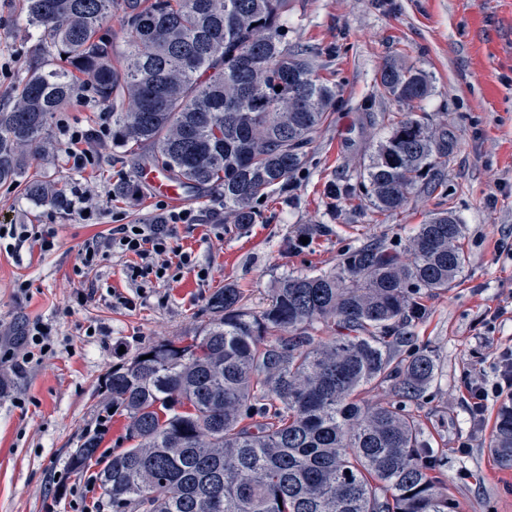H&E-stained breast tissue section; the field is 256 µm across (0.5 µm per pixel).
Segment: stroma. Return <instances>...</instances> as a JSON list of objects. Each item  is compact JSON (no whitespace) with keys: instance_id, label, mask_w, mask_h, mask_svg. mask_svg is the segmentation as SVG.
I'll return each mask as SVG.
<instances>
[{"instance_id":"obj_1","label":"stroma","mask_w":512,"mask_h":512,"mask_svg":"<svg viewBox=\"0 0 512 512\" xmlns=\"http://www.w3.org/2000/svg\"><path fill=\"white\" fill-rule=\"evenodd\" d=\"M288 40L310 47L319 74L335 83L328 120L289 187L259 202L257 223H225L212 193L187 191L183 207L203 221L180 225L178 243L192 263L168 278L139 286L127 276L133 256L107 245L113 214L129 224L152 222L158 198L141 178L149 146L126 151L100 135L105 113L90 89L54 114L50 135L59 140L63 121L95 133L96 164L71 170L60 149L51 165L33 169L65 192L90 191L102 211L99 223L0 184V225L57 229L56 246L46 253L31 239L0 240V351L16 346L27 324L42 321L55 330L41 361L15 373L0 363V372L11 375L0 396V512H85L97 503L100 464L78 473L70 458L89 432L99 434L100 454L127 445L125 416L104 409L110 372L140 347L202 324L213 292L231 284L261 307L277 278L334 270L361 243L406 252L417 225L445 210L464 226L466 264L448 289L423 296L424 317L406 328L402 355L426 348L437 360L431 387L410 410L434 452L432 477L452 499V512H512V468L489 448L502 400L489 397L477 423L466 392L475 379L488 389L496 385L500 354L512 349V259L497 251L512 236V0H293ZM46 49L19 0H0V106H10L25 68ZM391 60L427 74L430 94L414 111L449 126L458 145L440 165L442 191L383 215L363 193L337 200L327 187H357L387 136L399 106L378 74ZM124 182L134 196L117 193ZM308 228L306 245L295 247ZM91 242L100 254L85 269L81 251ZM21 279L30 281L28 293L17 292Z\"/></svg>"}]
</instances>
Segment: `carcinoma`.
Wrapping results in <instances>:
<instances>
[{
	"label": "carcinoma",
	"mask_w": 512,
	"mask_h": 512,
	"mask_svg": "<svg viewBox=\"0 0 512 512\" xmlns=\"http://www.w3.org/2000/svg\"><path fill=\"white\" fill-rule=\"evenodd\" d=\"M51 58L29 66L0 112V183L38 204L69 199L30 173L54 151L49 122L79 90L112 107V144L149 145L150 160L187 189L223 200L224 220L255 224L256 203L289 186L336 101L310 49L288 43L289 0H20ZM128 35L114 58L112 14ZM379 84L411 105L426 74L388 62ZM280 90H275V87ZM456 140L412 112L390 122L360 186L380 213L443 186L438 160ZM463 227L433 213L409 259L384 245L351 250L336 270L279 278L255 310L228 284L192 336L140 348L112 370L106 409L128 418L133 444L106 457L101 504L112 512H451L429 475L431 449L407 402L433 383L436 358L394 354L402 327L423 317L421 291L450 286L466 263ZM330 332L332 336L321 337ZM395 399L368 404L364 387ZM100 445L72 454L84 469ZM490 449L512 466V404Z\"/></svg>",
	"instance_id": "1"
}]
</instances>
